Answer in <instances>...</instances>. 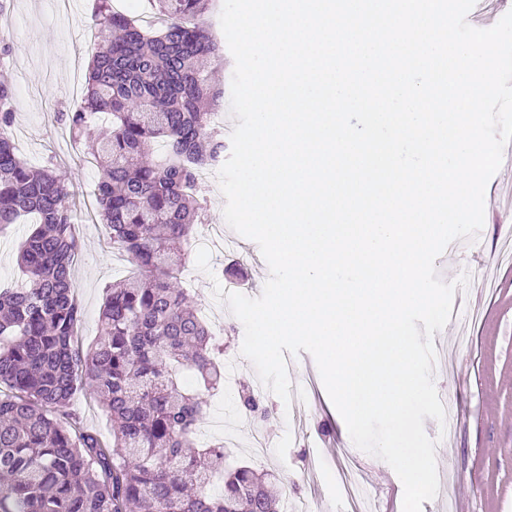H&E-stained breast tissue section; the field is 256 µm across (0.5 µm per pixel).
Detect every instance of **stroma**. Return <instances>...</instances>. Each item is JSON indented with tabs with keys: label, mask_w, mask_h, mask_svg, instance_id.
Segmentation results:
<instances>
[{
	"label": "stroma",
	"mask_w": 512,
	"mask_h": 512,
	"mask_svg": "<svg viewBox=\"0 0 512 512\" xmlns=\"http://www.w3.org/2000/svg\"><path fill=\"white\" fill-rule=\"evenodd\" d=\"M91 8L92 0H79L68 11L51 0H12L10 11L0 15V28L13 37L11 57L0 74L15 93L14 142L30 164L53 165L77 212L85 216L76 226L81 247L73 262L83 311L77 329L82 348L99 332L106 286L133 270L126 254L113 248L108 226L88 218L100 170L84 143L74 142L58 119L59 112L82 103L70 87L85 83L98 42ZM30 230V225L13 224L0 231V287L21 284L16 256ZM224 235L234 243V252L211 249L209 271L191 268L183 286L223 323L224 356L237 362L236 385L253 389L260 407L256 423L273 442L266 455L255 454L250 428L238 427L224 441L232 461L277 471L279 496L295 498L304 512H353L340 475L354 468L364 475L361 485L370 512H402L400 479L386 462L352 443L309 353L288 358L298 382L309 385L307 395L290 408L264 388L252 363L242 357L243 325L216 302L212 284L233 278L243 283L246 295L256 297L270 271L254 241L229 228ZM510 245L512 151H507L486 187L485 222L477 240L454 241L435 261L441 280L451 282L465 273L469 284L456 289L451 319L434 335V383L458 425L453 437L444 440L437 421H424L427 435L437 442L439 491L422 512H448L452 497L465 512H512V265L499 259Z\"/></svg>",
	"instance_id": "stroma-1"
}]
</instances>
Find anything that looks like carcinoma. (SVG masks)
Instances as JSON below:
<instances>
[{
  "mask_svg": "<svg viewBox=\"0 0 512 512\" xmlns=\"http://www.w3.org/2000/svg\"><path fill=\"white\" fill-rule=\"evenodd\" d=\"M159 29L96 0L115 37L93 54L83 105L61 113L75 140L112 121L90 155L101 174L97 217L139 273L106 291L100 335L74 346L82 308L80 248L69 192L49 165L13 143V87L0 80V231L29 219L20 288H0V512H281L271 470L225 466L200 445L206 396L224 386L217 344L171 249L208 223L199 173L224 161L212 112L224 89L199 61L222 63L200 23L207 0H151ZM90 390L112 420V444L77 426L74 395Z\"/></svg>",
  "mask_w": 512,
  "mask_h": 512,
  "instance_id": "cac0c4a2",
  "label": "carcinoma"
}]
</instances>
